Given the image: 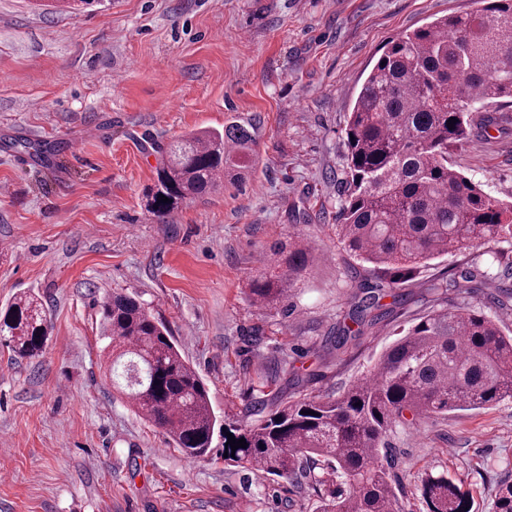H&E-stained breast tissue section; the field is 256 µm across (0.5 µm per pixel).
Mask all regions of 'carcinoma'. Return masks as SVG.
Returning <instances> with one entry per match:
<instances>
[{
  "label": "carcinoma",
  "mask_w": 512,
  "mask_h": 512,
  "mask_svg": "<svg viewBox=\"0 0 512 512\" xmlns=\"http://www.w3.org/2000/svg\"><path fill=\"white\" fill-rule=\"evenodd\" d=\"M398 37L364 80L344 129L346 186L336 214V246L389 275L394 288L442 255L475 242L512 238V202H504L448 162L468 139L473 112L512 103V0H473ZM457 119L450 125L448 120ZM259 120L224 130L192 131L174 141L156 169L146 199L160 218L184 200L220 187L254 156ZM170 202L159 203V195ZM294 235L274 243L263 269L249 277L261 308L288 301L315 264ZM489 273L465 268L429 282L436 296ZM112 386L134 411L165 430L188 458L206 456L218 419L206 384L182 355L165 324L136 297L114 292L100 305ZM379 308L369 295L330 342L359 333ZM51 325L42 303L21 296L0 316V337L20 359L42 352ZM512 401V336L466 301L415 319L376 360L371 372L336 395L305 396L260 408L228 429L248 446L227 461L272 477H298L316 492L313 512H400L387 437L430 415L488 409ZM429 512H469V493L444 476L428 477ZM493 512H512V482L499 485Z\"/></svg>",
  "instance_id": "1"
}]
</instances>
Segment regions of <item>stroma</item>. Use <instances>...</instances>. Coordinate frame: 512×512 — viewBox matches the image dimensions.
<instances>
[{"label":"stroma","instance_id":"35a3bbf8","mask_svg":"<svg viewBox=\"0 0 512 512\" xmlns=\"http://www.w3.org/2000/svg\"><path fill=\"white\" fill-rule=\"evenodd\" d=\"M472 0H102L94 11L0 0V311L30 293L51 339L32 359L0 345V512H309L313 490L224 461H196L114 396L103 375L99 304L135 295L207 384L220 423L342 391L369 373L394 330L432 308L429 280L512 268V240L432 260L380 299L385 319L327 338L380 279L336 246L344 128L385 46ZM260 118L247 179L165 219L145 192L169 144ZM448 154L485 192L512 200V104ZM323 255L287 310L252 303L246 283L277 241ZM405 512H427L429 476L492 512L512 480V402L431 416L388 438Z\"/></svg>","mask_w":512,"mask_h":512}]
</instances>
